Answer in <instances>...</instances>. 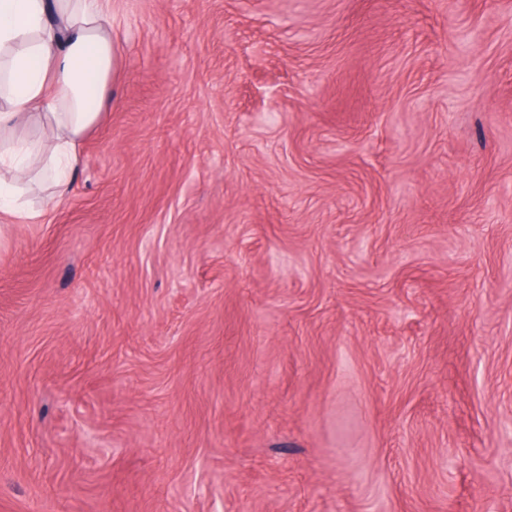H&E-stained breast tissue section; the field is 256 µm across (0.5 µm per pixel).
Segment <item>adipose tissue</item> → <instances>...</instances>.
<instances>
[{"mask_svg": "<svg viewBox=\"0 0 512 512\" xmlns=\"http://www.w3.org/2000/svg\"><path fill=\"white\" fill-rule=\"evenodd\" d=\"M116 47L99 0H0V170L21 180L45 156L58 196L71 187L78 145L99 120L113 79ZM94 89L97 106L85 103ZM38 120L53 142L14 141L6 131Z\"/></svg>", "mask_w": 512, "mask_h": 512, "instance_id": "1", "label": "adipose tissue"}]
</instances>
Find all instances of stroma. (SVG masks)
I'll return each mask as SVG.
<instances>
[{"instance_id":"obj_1","label":"stroma","mask_w":512,"mask_h":512,"mask_svg":"<svg viewBox=\"0 0 512 512\" xmlns=\"http://www.w3.org/2000/svg\"><path fill=\"white\" fill-rule=\"evenodd\" d=\"M101 4L0 213V512H512V0Z\"/></svg>"}]
</instances>
